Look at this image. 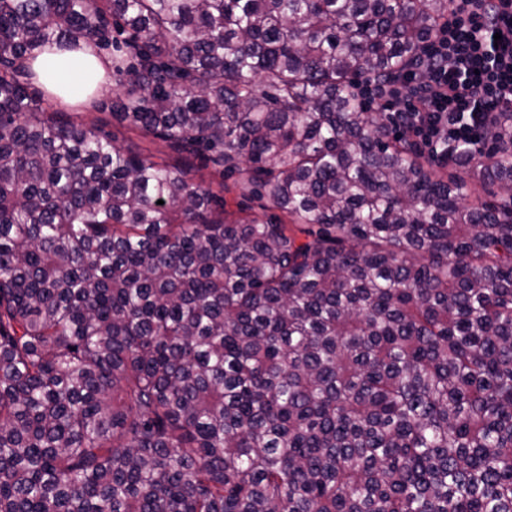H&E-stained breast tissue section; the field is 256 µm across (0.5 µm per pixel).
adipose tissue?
<instances>
[{"label": "adipose tissue", "mask_w": 512, "mask_h": 512, "mask_svg": "<svg viewBox=\"0 0 512 512\" xmlns=\"http://www.w3.org/2000/svg\"><path fill=\"white\" fill-rule=\"evenodd\" d=\"M25 64L49 98L68 105L90 103L110 85L109 59L84 42L74 51L45 52Z\"/></svg>", "instance_id": "1"}]
</instances>
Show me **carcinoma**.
Instances as JSON below:
<instances>
[{"label":"carcinoma","instance_id":"obj_1","mask_svg":"<svg viewBox=\"0 0 512 512\" xmlns=\"http://www.w3.org/2000/svg\"><path fill=\"white\" fill-rule=\"evenodd\" d=\"M447 13L0 0V512H512V126L440 163L357 93ZM81 41L283 217L44 109Z\"/></svg>","mask_w":512,"mask_h":512}]
</instances>
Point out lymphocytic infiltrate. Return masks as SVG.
Listing matches in <instances>:
<instances>
[{
	"instance_id": "1",
	"label": "lymphocytic infiltrate",
	"mask_w": 512,
	"mask_h": 512,
	"mask_svg": "<svg viewBox=\"0 0 512 512\" xmlns=\"http://www.w3.org/2000/svg\"><path fill=\"white\" fill-rule=\"evenodd\" d=\"M359 94L430 156L482 151L486 132L512 115V0H450L416 66L365 78Z\"/></svg>"
}]
</instances>
